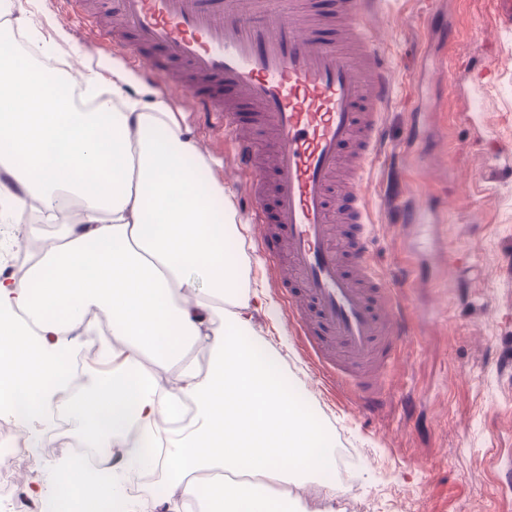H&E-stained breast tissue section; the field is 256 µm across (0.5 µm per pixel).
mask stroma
<instances>
[{
	"label": "stroma",
	"mask_w": 512,
	"mask_h": 512,
	"mask_svg": "<svg viewBox=\"0 0 512 512\" xmlns=\"http://www.w3.org/2000/svg\"><path fill=\"white\" fill-rule=\"evenodd\" d=\"M21 2L23 22L13 32L50 42L53 66L128 68L131 91L155 90L194 136H206L210 173L224 182L239 223L224 248L246 255L251 284L276 299L271 312L256 316L254 339L282 358L289 384L334 447L359 459L332 486L312 485L302 512H512V487L496 481L498 472L512 469V168L494 165L498 147L512 144V31L491 26L489 0H382L374 21L396 94L383 110L385 146L365 183L371 250L385 277L395 278L407 257L419 274L401 291L413 342L389 372V403L375 415L319 393L317 370L286 325L285 305L254 243L248 203L228 183L225 139L204 135L187 100L161 75L132 69L125 48L87 41L56 0ZM452 31L464 60L457 74L479 86L477 98L458 96L429 74L430 62L447 56ZM476 114L484 124L479 138L471 126ZM418 121L425 136L419 150L407 139ZM398 191L415 193L435 223L402 224L388 204ZM449 256L458 260L453 275Z\"/></svg>",
	"instance_id": "stroma-1"
}]
</instances>
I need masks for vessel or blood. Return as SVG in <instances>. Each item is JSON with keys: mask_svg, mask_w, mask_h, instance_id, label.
<instances>
[{"mask_svg": "<svg viewBox=\"0 0 512 512\" xmlns=\"http://www.w3.org/2000/svg\"><path fill=\"white\" fill-rule=\"evenodd\" d=\"M204 2L113 0L110 29L228 137L305 353L325 385L382 410L412 336L370 252L362 190L395 88L371 22L380 0Z\"/></svg>", "mask_w": 512, "mask_h": 512, "instance_id": "obj_1", "label": "vessel or blood"}]
</instances>
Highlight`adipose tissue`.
Instances as JSON below:
<instances>
[{"label": "adipose tissue", "mask_w": 512, "mask_h": 512, "mask_svg": "<svg viewBox=\"0 0 512 512\" xmlns=\"http://www.w3.org/2000/svg\"><path fill=\"white\" fill-rule=\"evenodd\" d=\"M124 70L86 67L80 81L40 62L19 67L11 27L0 26V223L30 215L66 224L22 278L0 279V413L40 420L71 382L62 362L69 331L105 312L112 374L86 389L72 414L89 441L126 465L153 464L169 495L200 492L205 512H297V494L272 484L326 481L336 469L320 423L283 383L279 358L252 342L272 297L249 289L246 267L224 253L235 229L225 192L198 176L208 162L158 93L127 95ZM80 201L65 223L62 199ZM208 287L198 291L197 279ZM210 354L206 374L187 355ZM173 366L160 393L142 359ZM194 416L177 449L152 452L159 421L185 402ZM218 472L196 489L190 474ZM54 512H121L127 497L109 474L75 463L47 493Z\"/></svg>", "instance_id": "adipose-tissue-1"}]
</instances>
